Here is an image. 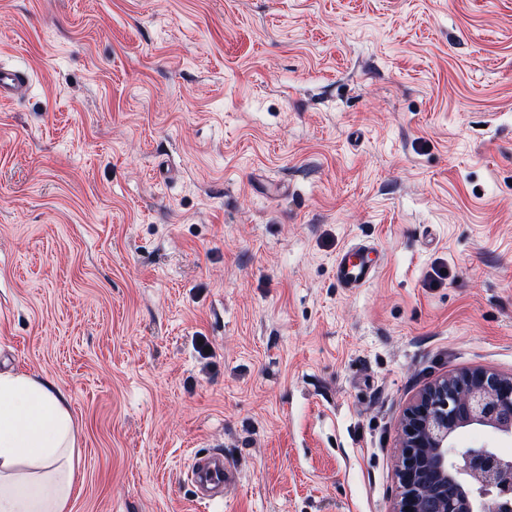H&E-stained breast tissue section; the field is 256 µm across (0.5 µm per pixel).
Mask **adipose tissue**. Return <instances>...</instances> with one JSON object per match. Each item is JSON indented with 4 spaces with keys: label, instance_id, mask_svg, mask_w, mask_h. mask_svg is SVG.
<instances>
[{
    "label": "adipose tissue",
    "instance_id": "obj_1",
    "mask_svg": "<svg viewBox=\"0 0 512 512\" xmlns=\"http://www.w3.org/2000/svg\"><path fill=\"white\" fill-rule=\"evenodd\" d=\"M68 394L0 373V512H69L79 462Z\"/></svg>",
    "mask_w": 512,
    "mask_h": 512
}]
</instances>
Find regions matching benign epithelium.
Returning a JSON list of instances; mask_svg holds the SVG:
<instances>
[{
  "label": "benign epithelium",
  "mask_w": 512,
  "mask_h": 512,
  "mask_svg": "<svg viewBox=\"0 0 512 512\" xmlns=\"http://www.w3.org/2000/svg\"><path fill=\"white\" fill-rule=\"evenodd\" d=\"M512 437V374L472 368L424 388L401 420L393 512H512V457L457 435Z\"/></svg>",
  "instance_id": "7a95c632"
}]
</instances>
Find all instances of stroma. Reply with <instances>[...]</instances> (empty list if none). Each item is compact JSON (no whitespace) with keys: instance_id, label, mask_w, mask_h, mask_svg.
Listing matches in <instances>:
<instances>
[{"instance_id":"35a3bbf8","label":"stroma","mask_w":512,"mask_h":512,"mask_svg":"<svg viewBox=\"0 0 512 512\" xmlns=\"http://www.w3.org/2000/svg\"><path fill=\"white\" fill-rule=\"evenodd\" d=\"M0 64V370L69 394L71 512H392L415 395L512 373V0H0ZM29 89V75L23 70H0V100L18 99ZM369 253L347 249L336 259V280L343 288H361L377 272L378 266L371 262ZM192 478L199 487L197 499L199 501H212L216 499V489L224 488L227 482V465L224 456L213 453L210 456L196 460L191 470Z\"/></svg>"}]
</instances>
